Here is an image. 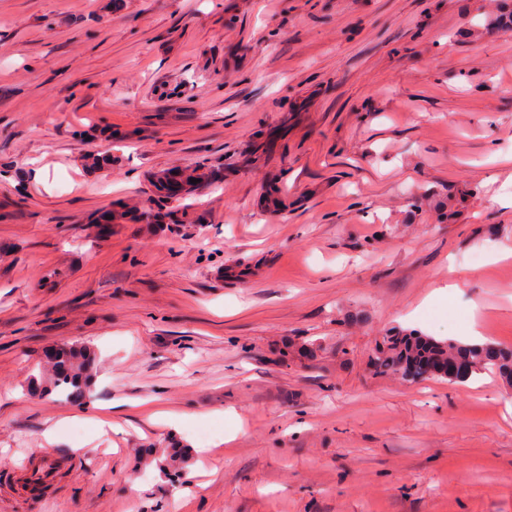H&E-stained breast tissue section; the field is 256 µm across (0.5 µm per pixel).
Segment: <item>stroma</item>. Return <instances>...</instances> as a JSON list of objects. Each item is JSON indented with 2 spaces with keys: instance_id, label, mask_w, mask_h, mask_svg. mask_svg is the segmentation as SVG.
Wrapping results in <instances>:
<instances>
[{
  "instance_id": "stroma-1",
  "label": "stroma",
  "mask_w": 512,
  "mask_h": 512,
  "mask_svg": "<svg viewBox=\"0 0 512 512\" xmlns=\"http://www.w3.org/2000/svg\"><path fill=\"white\" fill-rule=\"evenodd\" d=\"M503 3L0 0V512H512V388L371 366L512 346ZM371 365L376 375H398L410 382L442 379L465 383L491 369L512 386V348L439 340L397 328L381 336ZM50 354L53 357L49 361L47 372L41 371L38 376L32 378V390L39 393L56 390L73 401L89 397L95 350L91 347L79 350L59 347Z\"/></svg>"
}]
</instances>
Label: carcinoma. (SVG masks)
Masks as SVG:
<instances>
[{
	"label": "carcinoma",
	"mask_w": 512,
	"mask_h": 512,
	"mask_svg": "<svg viewBox=\"0 0 512 512\" xmlns=\"http://www.w3.org/2000/svg\"><path fill=\"white\" fill-rule=\"evenodd\" d=\"M192 178L200 179L202 174L195 170L167 180L163 185L165 197L180 195ZM51 355L47 371L32 378V390L39 393L56 390L73 401L89 397L95 350L59 347ZM372 368L376 375H397L410 382L442 379L453 383H465L491 369L512 386V348L439 340L392 328L376 344Z\"/></svg>",
	"instance_id": "cac0c4a2"
}]
</instances>
